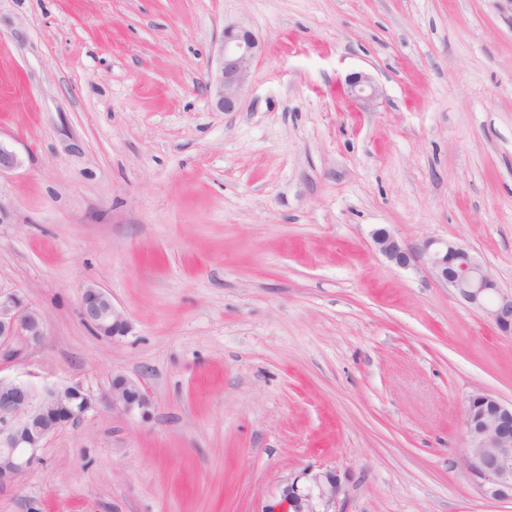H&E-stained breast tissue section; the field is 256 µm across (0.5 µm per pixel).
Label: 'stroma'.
Segmentation results:
<instances>
[{
    "instance_id": "35a3bbf8",
    "label": "stroma",
    "mask_w": 512,
    "mask_h": 512,
    "mask_svg": "<svg viewBox=\"0 0 512 512\" xmlns=\"http://www.w3.org/2000/svg\"><path fill=\"white\" fill-rule=\"evenodd\" d=\"M230 22L261 53L224 113ZM0 142V291L45 321L0 376L153 404L56 432L0 512H264L319 465L343 512H512L461 465L512 337L371 237L457 242L512 290V0H0ZM90 285L125 336L81 320ZM216 47L215 67L205 89L217 110L235 112L261 50L260 42L252 30L229 24L224 25ZM349 96L364 110L373 109L380 96L378 86L373 79L363 73H354L346 80ZM103 399L112 407V411H118L124 415H138L146 420L152 414V402L142 385L123 375L112 378V388Z\"/></svg>"
}]
</instances>
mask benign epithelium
Here are the masks:
<instances>
[{
	"instance_id": "benign-epithelium-1",
	"label": "benign epithelium",
	"mask_w": 512,
	"mask_h": 512,
	"mask_svg": "<svg viewBox=\"0 0 512 512\" xmlns=\"http://www.w3.org/2000/svg\"><path fill=\"white\" fill-rule=\"evenodd\" d=\"M261 50L252 30L224 26L214 56L215 67L205 89L221 112L239 110L251 69ZM349 96L365 110L380 96L373 79L354 73L346 80ZM22 165V159L0 142V174ZM381 255L400 268L423 265L438 282L451 288L471 311L488 318L506 336L512 335V292L499 288L484 266L461 244L429 238L411 245L380 227L372 232ZM81 319L99 336H121L125 315L99 286L82 294ZM44 335V319L16 294L0 293V357L18 354L14 341H36ZM104 401L128 416L146 420L152 402L142 385L126 376L112 378ZM97 399L78 384L46 387L35 394L27 385L0 378V488L17 483L31 469L46 440L64 426H75L96 408ZM467 448L463 466L489 500L512 501V401L488 393L469 397L464 417ZM342 485L336 468H311L281 490L280 500L263 512H336Z\"/></svg>"
}]
</instances>
